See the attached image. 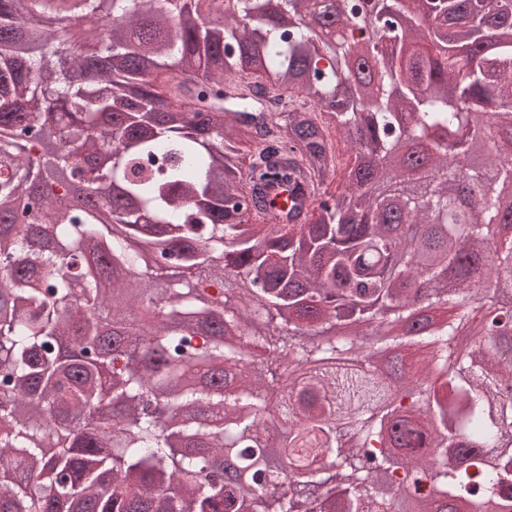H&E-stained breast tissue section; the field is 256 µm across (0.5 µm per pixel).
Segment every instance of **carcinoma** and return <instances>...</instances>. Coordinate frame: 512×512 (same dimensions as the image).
<instances>
[{
	"mask_svg": "<svg viewBox=\"0 0 512 512\" xmlns=\"http://www.w3.org/2000/svg\"><path fill=\"white\" fill-rule=\"evenodd\" d=\"M196 2L0 0V512H512V0Z\"/></svg>",
	"mask_w": 512,
	"mask_h": 512,
	"instance_id": "carcinoma-1",
	"label": "carcinoma"
}]
</instances>
